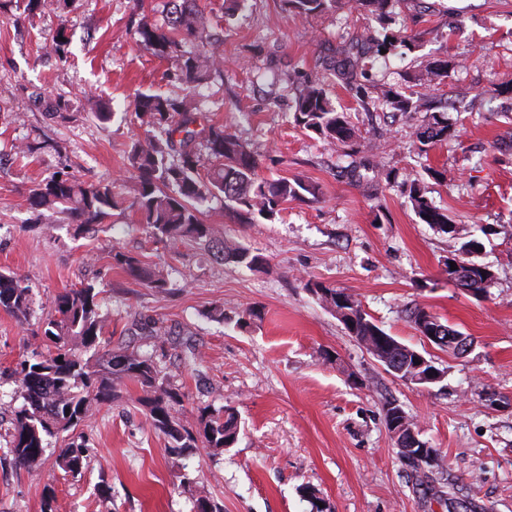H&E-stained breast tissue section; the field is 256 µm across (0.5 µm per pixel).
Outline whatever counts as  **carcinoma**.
I'll list each match as a JSON object with an SVG mask.
<instances>
[{"label": "carcinoma", "mask_w": 512, "mask_h": 512, "mask_svg": "<svg viewBox=\"0 0 512 512\" xmlns=\"http://www.w3.org/2000/svg\"><path fill=\"white\" fill-rule=\"evenodd\" d=\"M171 2L173 10L166 27H157L144 16L135 28L136 42L159 57L176 54L178 76L196 88L223 71L224 57L218 41L203 37L207 18L197 0H192L187 10L178 7L179 0ZM282 2L285 11L309 19L335 13L338 0ZM397 43L409 46L406 39L395 35H386L381 40L368 36L341 56L327 58L325 70L363 100L365 92L357 84L358 72L365 71L374 56ZM379 106L394 118L415 122V136L423 147L446 141L454 133L448 106L434 110L426 93L389 87L382 91ZM292 108L297 125L330 144L349 149L352 155L360 153L355 125L347 113L336 110L322 83L304 85ZM198 111L197 104L186 97L173 98L152 91L136 96L133 113L140 126L146 128V134L131 144L126 155L128 171L135 179L134 204L141 222L155 240L203 241L219 260L255 269L262 265L263 258L229 240L221 227L204 223L199 206L220 195L238 223L254 224L259 217L275 219L290 201L318 199L320 188L299 178L261 176L260 159L237 135L222 125L212 124L199 131L193 128ZM157 129L163 134H155ZM404 193L422 223L453 238H463L461 260L478 264L482 243L471 237L470 229L453 224L446 210L429 199L419 181L404 185ZM27 202L34 215L33 223H42L46 212H62L76 225L77 232L88 234L111 217L112 211L120 209L124 199L112 182L85 184L75 175L62 172L33 189ZM112 260L131 279L159 294L166 293L167 278L163 271L120 248L112 249ZM306 288L325 306L336 303V288L313 281ZM460 288L480 298L485 295L487 284L481 273L475 271L463 275ZM0 308L21 321L32 314L31 289L15 272H0ZM98 310L99 292L86 283L55 295L42 318L44 349H33L16 369L24 404L13 410L12 427L6 438V448L15 466L28 472L38 471L50 439L66 436L67 447L59 455L57 465L66 474H80L86 460L85 445L77 442L74 432L90 417L91 400H112L116 379H126L137 386V402L146 409L150 426L166 437L171 453L179 455L199 440L218 451L232 447L239 433L235 410L205 407L199 410L197 429L189 427L184 415L185 394L160 374L151 358L134 351L104 349ZM355 315L357 322L346 327V331L374 358L385 362L390 371L403 369L414 349L406 345L381 347L379 337L386 332L362 308H356ZM422 316L429 317L439 330V346L455 351L448 337L459 334V330L418 306L409 310V318L415 324ZM76 347L88 358L74 353ZM420 451L423 456L414 457ZM399 453L416 469L440 465V454L435 448L411 450L401 445Z\"/></svg>", "instance_id": "cac0c4a2"}]
</instances>
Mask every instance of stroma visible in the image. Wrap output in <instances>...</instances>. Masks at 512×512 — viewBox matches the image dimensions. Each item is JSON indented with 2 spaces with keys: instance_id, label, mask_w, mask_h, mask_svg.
Instances as JSON below:
<instances>
[{
  "instance_id": "1",
  "label": "stroma",
  "mask_w": 512,
  "mask_h": 512,
  "mask_svg": "<svg viewBox=\"0 0 512 512\" xmlns=\"http://www.w3.org/2000/svg\"><path fill=\"white\" fill-rule=\"evenodd\" d=\"M165 3L72 0L30 18L26 0H0V271L23 275L35 299L25 322L0 309V400L12 405L0 412V512H42L49 495L56 512H191L200 496L222 512H311L304 485L332 512H512V0H397L388 25L349 0L308 20L281 0H248L232 17L224 0H198L224 54L222 78L201 91L199 125L246 140L265 176L321 188L319 200L288 202L255 224L237 223L223 198L204 205L205 223L264 257L256 270L216 261L202 243L154 241L131 206L92 235L76 234L61 214L48 215L49 233L29 224L30 191L61 169L86 183L115 181L132 199L125 156L143 134L130 107L136 92L188 93L174 77L175 57L137 46L129 25L144 14L164 24ZM387 31L409 45L377 57L374 85L414 80L446 58L454 68L426 93L471 106L451 112L453 138L423 153L411 124L387 123L323 69L350 39ZM59 35L67 41L61 55L52 49ZM268 66L283 78L273 89L253 82ZM318 79L384 166L369 185L347 177L341 148L294 122L292 98ZM41 96L64 97L70 120L44 112ZM91 96L113 120L95 118ZM19 141L45 150L17 160L9 147ZM414 179L453 223L488 228L478 257L494 273L485 297L449 283L444 263L461 242L419 220L399 187ZM116 246L164 269L167 292L113 267ZM310 280L353 295L388 334L443 369V379L421 386L388 372L307 290ZM83 282L100 292L109 348L151 357L186 393L189 418L204 407L236 409L232 447L169 454L136 402L137 387L122 380L117 399L95 405L79 428L81 474L57 467L61 440L34 473L4 458L11 411L23 404L14 370L40 345L53 297ZM218 305L221 321L210 315ZM416 305L471 336V350L458 356L420 335L406 314ZM250 308L256 317L238 328ZM186 340L201 353L198 368L181 359ZM390 402L438 450L442 467L422 477L405 464L385 422Z\"/></svg>"
}]
</instances>
